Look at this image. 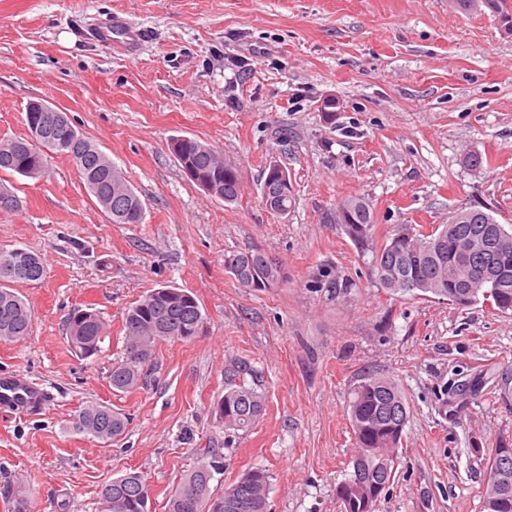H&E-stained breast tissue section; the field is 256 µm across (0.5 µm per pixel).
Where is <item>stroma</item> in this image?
<instances>
[{
	"mask_svg": "<svg viewBox=\"0 0 512 512\" xmlns=\"http://www.w3.org/2000/svg\"><path fill=\"white\" fill-rule=\"evenodd\" d=\"M116 15L140 35L134 53L98 39ZM37 98L122 169L145 219L110 223L62 155L40 178L0 177L21 200L0 211V249L39 252L47 268L18 288L32 332L0 342V374L50 395L27 416L0 410V512H101L102 485L132 470L152 488L150 512H166L203 448L223 453V484L269 470L270 512H340L347 407L368 371L391 377L409 409L376 512H481L475 451L512 437V312L389 292L336 209L364 198L379 242L461 208L512 225V31L496 13L453 0H0V139L26 135ZM175 136L237 165L238 203L185 175ZM473 152L482 167L467 165ZM273 160L292 184L285 215L262 203ZM248 248L286 282L241 287L224 257ZM162 286L196 297L202 327L159 345L139 389L116 391L123 314ZM89 305L108 334L84 359L65 320ZM239 360L266 396L245 433L213 413ZM92 403L128 418L122 436L68 431Z\"/></svg>",
	"mask_w": 512,
	"mask_h": 512,
	"instance_id": "1",
	"label": "stroma"
}]
</instances>
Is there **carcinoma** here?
I'll return each mask as SVG.
<instances>
[{"label": "carcinoma", "instance_id": "carcinoma-1", "mask_svg": "<svg viewBox=\"0 0 512 512\" xmlns=\"http://www.w3.org/2000/svg\"><path fill=\"white\" fill-rule=\"evenodd\" d=\"M507 0H456V7L470 12L484 5L500 16L512 30V11ZM42 130L63 140L66 147L46 138L31 143V137L0 140V172L22 178H38L46 171L49 153L64 154L73 162L92 195L114 224H140L145 206L133 186L97 144L77 130L65 112H42ZM170 150L179 166H193L204 179L219 185L216 198L234 204L242 193L239 170L212 147L189 137L171 140ZM279 169L271 164L263 182L272 185L278 205L288 213L292 186L281 189ZM337 223L355 246L372 253V269L380 284L395 293L419 291L459 308L479 303L497 312L512 311V227L499 224L481 209L457 211L451 220L423 235L408 226L374 243V215L361 197L344 200L336 210ZM224 270L245 288L262 291L284 281L280 265L258 249L224 255ZM43 258L28 250H0V341H19L30 334L32 316L15 285L45 276ZM203 314L197 299L177 288H156L130 306L123 317L124 339L138 337L139 349L112 363L109 383L127 392L138 387L143 369L164 341H188L196 336ZM105 324L92 307L75 309L67 319L71 348L83 358L98 353ZM253 383H247L246 377ZM255 371L245 363L235 364L225 377L224 396L213 410L224 429L248 432L266 406L258 391ZM348 418L354 448L348 461V477L340 483L341 512H375L392 483L397 449L409 419L406 398L398 384L379 373L363 374L351 390ZM127 418L110 406L83 408L71 422L74 433L107 441L122 435ZM486 472L499 469L502 445L478 448ZM201 464L184 474L171 492L166 512H268L271 475L263 468L248 470L238 481L211 491L215 466H224V456L214 448L200 449ZM112 496V512H148L151 488L142 475L130 472L103 486ZM483 512H512V464L508 484L489 481L481 491Z\"/></svg>", "mask_w": 512, "mask_h": 512}]
</instances>
